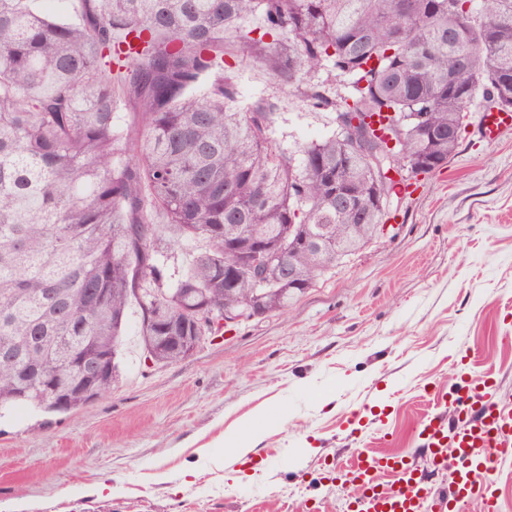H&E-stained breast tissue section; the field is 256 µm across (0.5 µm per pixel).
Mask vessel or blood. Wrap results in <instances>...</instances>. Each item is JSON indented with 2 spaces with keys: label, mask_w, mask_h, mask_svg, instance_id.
Here are the masks:
<instances>
[{
  "label": "vessel or blood",
  "mask_w": 512,
  "mask_h": 512,
  "mask_svg": "<svg viewBox=\"0 0 512 512\" xmlns=\"http://www.w3.org/2000/svg\"><path fill=\"white\" fill-rule=\"evenodd\" d=\"M443 400L461 409L462 424L452 430L434 415L425 420L418 437L434 469L451 470L448 492L433 494L427 475L409 457L360 458L340 474L360 489L349 501L348 512H457L460 503L477 492L483 497V512H499L495 463L512 457V415L500 409L495 384L487 376H462ZM479 470L485 479L478 486L472 476ZM382 471L393 474L391 484L377 483L375 475Z\"/></svg>",
  "instance_id": "1"
}]
</instances>
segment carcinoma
Returning a JSON list of instances; mask_svg holds the SVG:
<instances>
[{"label":"carcinoma","instance_id":"cac0c4a2","mask_svg":"<svg viewBox=\"0 0 512 512\" xmlns=\"http://www.w3.org/2000/svg\"><path fill=\"white\" fill-rule=\"evenodd\" d=\"M34 2L0 0V410L83 407L55 406L23 376L78 351L109 357L98 389L111 392L134 300L151 360H182L160 337L191 330L192 307L254 295L249 276L224 287L225 245L328 225L342 253L293 256L305 287L267 270L262 307L284 310L371 239L382 196L407 184L387 176L397 160L443 168L478 97L512 111V0H73L77 23ZM227 41L243 58H281L313 106L369 134L376 116L383 131L401 121L405 139L389 149L372 137L366 153L334 135L298 155L276 147L274 103L231 111ZM321 70L348 94L308 80ZM122 96L138 100L141 129L117 127ZM167 238L199 244L173 283L157 259ZM156 305L160 327L145 319Z\"/></svg>","mask_w":512,"mask_h":512}]
</instances>
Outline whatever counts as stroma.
<instances>
[{"mask_svg":"<svg viewBox=\"0 0 512 512\" xmlns=\"http://www.w3.org/2000/svg\"><path fill=\"white\" fill-rule=\"evenodd\" d=\"M236 110L271 101V136L298 152L336 129L272 62L226 57ZM476 100L442 169L395 197L387 226L284 311L206 337L184 360L146 359L132 308L111 394L75 413L0 411V505L34 512H346L336 469L415 455L435 399L469 369L512 400V127L482 133ZM265 412L245 458L214 465L210 443ZM382 431H375L377 414ZM197 477L186 483L183 471ZM113 487L100 499L89 489Z\"/></svg>","mask_w":512,"mask_h":512,"instance_id":"35a3bbf8","label":"stroma"}]
</instances>
